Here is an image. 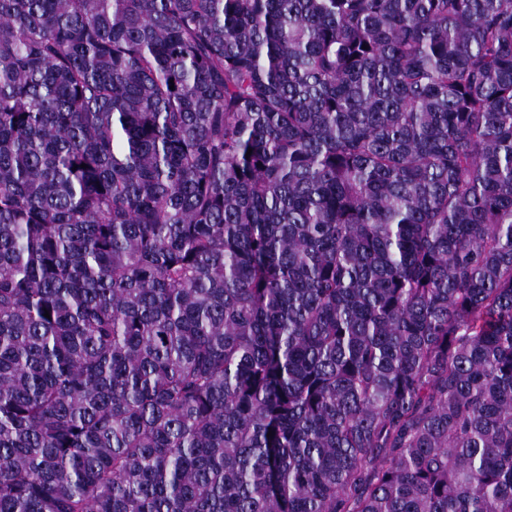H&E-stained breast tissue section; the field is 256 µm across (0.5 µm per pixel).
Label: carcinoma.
<instances>
[{
  "mask_svg": "<svg viewBox=\"0 0 512 512\" xmlns=\"http://www.w3.org/2000/svg\"><path fill=\"white\" fill-rule=\"evenodd\" d=\"M0 512H512V0H0Z\"/></svg>",
  "mask_w": 512,
  "mask_h": 512,
  "instance_id": "cac0c4a2",
  "label": "carcinoma"
}]
</instances>
